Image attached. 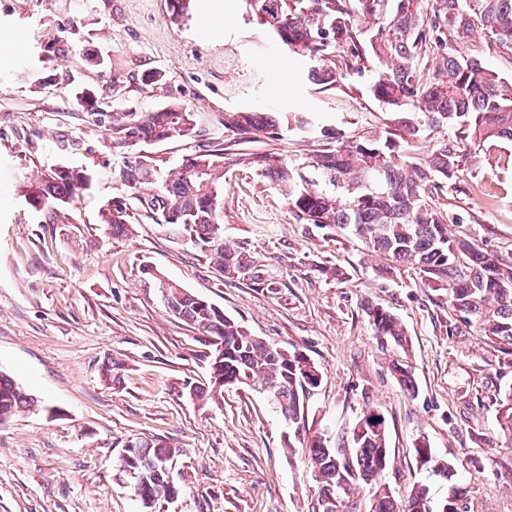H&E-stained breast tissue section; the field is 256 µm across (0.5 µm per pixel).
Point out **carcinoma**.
<instances>
[{"label":"carcinoma","instance_id":"1","mask_svg":"<svg viewBox=\"0 0 512 512\" xmlns=\"http://www.w3.org/2000/svg\"><path fill=\"white\" fill-rule=\"evenodd\" d=\"M245 18L262 26L272 40L306 65V79L323 88L353 87L367 77L370 95L399 115L398 132L384 137L345 140L312 159L315 176L305 166L280 153H238L284 196L301 224H332L362 238L373 252L391 261L389 268L412 267L425 281L448 291V303L462 314L466 325L488 339L512 349V263L488 253L466 239L448 235L447 220L432 205L435 181L449 180L463 163L460 144L479 145L493 139L512 142V83L462 53L459 40L480 29L490 34L486 47L512 57V0H243ZM375 28L364 34L361 20ZM372 58L367 67L363 61ZM435 64L434 74L421 75L424 59ZM199 116L180 103L152 112L112 113L113 141L131 147L159 143L174 137L196 136ZM234 145L260 136L275 138L283 127L311 126L310 117L288 112H226L218 118ZM446 127L453 136L431 152L415 157L406 149L428 129ZM226 147L216 144L183 160L180 171L162 176L150 161L134 156L122 162L116 177L150 218L161 220L177 238H186L204 252L226 278L250 274L253 266L244 252L224 242V211L211 203V193H222L218 173L224 168ZM92 181L83 169L60 168L30 186L28 199L37 209L65 204ZM108 233L130 232L127 205L116 200L103 210ZM456 248L468 266L452 264L448 247ZM145 275L157 288L171 313L224 346L220 372L224 381L248 386L253 379L272 390L273 404L286 422L301 428L307 382L295 373L306 356L285 351L250 335L177 282L147 266ZM369 324L381 343L403 349L408 344L402 326L382 308L367 312ZM397 380L415 392L409 367L393 363ZM190 395L218 404L222 390L197 385ZM37 400L10 376L0 372V424L30 411ZM361 418L339 427L329 442L310 438L305 451L316 470V500L330 494L344 501L341 512H362L356 500L364 486L373 488L375 505L369 512H433L428 488L415 484L398 499L382 483L388 466L386 428H359ZM499 425L512 434V388L504 394ZM416 462L433 475H452L448 462L432 450L415 449ZM128 465L144 475L133 495L152 501L169 487L160 468L177 449L159 440H140L128 450Z\"/></svg>","mask_w":512,"mask_h":512}]
</instances>
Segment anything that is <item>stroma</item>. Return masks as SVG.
<instances>
[{
  "label": "stroma",
  "instance_id": "stroma-1",
  "mask_svg": "<svg viewBox=\"0 0 512 512\" xmlns=\"http://www.w3.org/2000/svg\"><path fill=\"white\" fill-rule=\"evenodd\" d=\"M228 44L249 87L224 74ZM153 70L162 82L142 84ZM170 102L199 113L195 138L120 147L93 115ZM227 111L312 114L314 130L244 146L300 161L329 135L369 138L396 119L365 91L303 82L295 55L249 23L240 0H188L179 16L168 0H0V371L39 401L0 424V512H141L116 483L115 464L128 440L154 438L179 450L177 495L157 512H309L317 481L304 437L334 436L368 408L386 421L384 481L396 497L423 482L443 501L457 486L462 512H512V436L499 428L512 354L465 325L447 292L415 269L382 273L383 256L336 227L298 223L254 167L231 161L224 240L250 257L262 283L225 278L140 209L131 234L105 233L102 208L127 195L114 175L122 158L177 171L224 141L216 119ZM60 166L88 170L90 188L53 212L35 210L23 187ZM432 200L450 236L512 262V142L472 149ZM147 264L252 335L310 358L322 380L302 434L254 388L225 387L218 405L192 399L211 348L164 306ZM372 307L398 318L407 349L380 346ZM108 358L120 365L109 382L100 372ZM396 361L411 366L415 393L397 381ZM421 444L448 461L452 481L418 468Z\"/></svg>",
  "mask_w": 512,
  "mask_h": 512
}]
</instances>
